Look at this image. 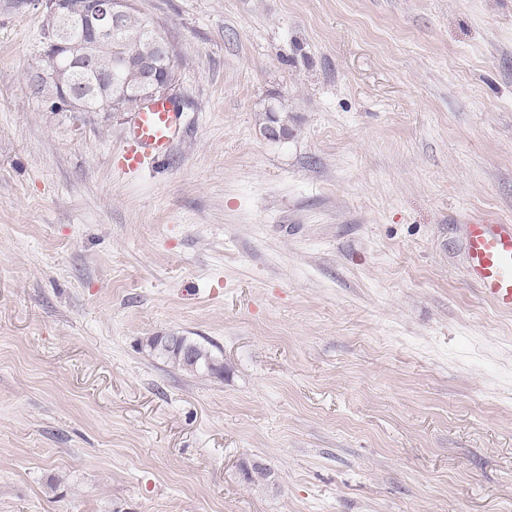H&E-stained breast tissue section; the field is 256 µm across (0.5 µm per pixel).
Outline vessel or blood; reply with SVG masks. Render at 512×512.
Masks as SVG:
<instances>
[{
    "label": "vessel or blood",
    "mask_w": 512,
    "mask_h": 512,
    "mask_svg": "<svg viewBox=\"0 0 512 512\" xmlns=\"http://www.w3.org/2000/svg\"><path fill=\"white\" fill-rule=\"evenodd\" d=\"M181 132L180 114L167 97L133 113L119 163L138 169L168 157ZM463 275L498 310L512 312V224L473 219L463 234Z\"/></svg>",
    "instance_id": "vessel-or-blood-1"
}]
</instances>
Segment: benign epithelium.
<instances>
[{
  "label": "benign epithelium",
  "mask_w": 512,
  "mask_h": 512,
  "mask_svg": "<svg viewBox=\"0 0 512 512\" xmlns=\"http://www.w3.org/2000/svg\"><path fill=\"white\" fill-rule=\"evenodd\" d=\"M43 13L51 20L52 36L49 46L63 48L68 62L84 72L95 52L112 39V31L119 28L123 13L122 0H87L84 12L76 17L66 7L65 0H40ZM61 67L36 71L35 83L41 85L56 81L60 91L51 98L68 112H86L84 101L73 91L63 88L57 80Z\"/></svg>",
  "instance_id": "benign-epithelium-1"
}]
</instances>
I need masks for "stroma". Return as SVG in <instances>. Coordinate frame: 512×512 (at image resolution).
Returning a JSON list of instances; mask_svg holds the SVG:
<instances>
[{
    "mask_svg": "<svg viewBox=\"0 0 512 512\" xmlns=\"http://www.w3.org/2000/svg\"><path fill=\"white\" fill-rule=\"evenodd\" d=\"M135 6L184 132L128 170L0 0V512H512V313L459 242L512 222V0ZM262 132L272 140L288 139L292 135V129L288 126V113L280 107L265 112ZM148 346L156 356L190 375H220L224 371L223 363L212 349L186 336H151Z\"/></svg>",
    "mask_w": 512,
    "mask_h": 512,
    "instance_id": "1",
    "label": "stroma"
}]
</instances>
